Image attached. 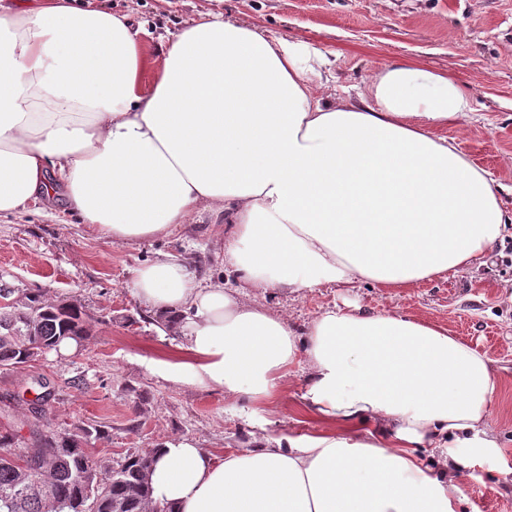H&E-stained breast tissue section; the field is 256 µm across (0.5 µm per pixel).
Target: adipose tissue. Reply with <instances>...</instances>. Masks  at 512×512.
Listing matches in <instances>:
<instances>
[{
  "label": "adipose tissue",
  "mask_w": 512,
  "mask_h": 512,
  "mask_svg": "<svg viewBox=\"0 0 512 512\" xmlns=\"http://www.w3.org/2000/svg\"><path fill=\"white\" fill-rule=\"evenodd\" d=\"M146 65L128 16L74 0L0 5V216L58 187L118 243L223 215L235 286L206 283L172 254L135 273L152 312L189 317L180 353L152 372L270 405L303 366L302 407L329 425L221 459L170 438L149 474L154 501L174 512H463V471L500 452L485 355L447 328L354 304L300 332L241 291L407 288L488 253L512 223L504 187L443 133L474 112L471 94L399 58L366 88L335 89L315 44L208 13L170 40L149 85Z\"/></svg>",
  "instance_id": "adipose-tissue-1"
}]
</instances>
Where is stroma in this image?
Listing matches in <instances>:
<instances>
[{"label": "stroma", "instance_id": "stroma-1", "mask_svg": "<svg viewBox=\"0 0 512 512\" xmlns=\"http://www.w3.org/2000/svg\"><path fill=\"white\" fill-rule=\"evenodd\" d=\"M129 15L144 28L152 82L166 44L202 13L234 15L274 37L310 40L335 54L343 84H366L374 67L401 57L457 77L476 101L463 126L448 136L506 186L512 211V0H82ZM223 217L204 211L178 233L117 243L87 229L62 200L0 216V288L16 303L38 291L71 300L89 316L92 338L70 353L50 351L29 366L0 369V423L28 417L24 397L44 378L53 397L45 430L104 426L88 445L94 457L118 464L132 452L184 436L216 456L288 435L319 434L323 422L304 412L306 371L283 384L280 399L259 406L247 398L173 383L154 375L152 361L178 354L181 323L159 319L135 296L136 271L159 254L182 256L215 284L235 274L221 260ZM246 303L269 308L296 327L322 309L353 302L369 312L394 310L448 327L485 354L497 373L491 426L498 457L467 471L461 490L475 512H512V231L471 265L410 288L329 285L302 294L247 289Z\"/></svg>", "mask_w": 512, "mask_h": 512}]
</instances>
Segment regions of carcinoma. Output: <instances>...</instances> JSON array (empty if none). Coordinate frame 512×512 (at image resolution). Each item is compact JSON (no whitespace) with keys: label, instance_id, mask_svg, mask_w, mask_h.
I'll use <instances>...</instances> for the list:
<instances>
[{"label":"carcinoma","instance_id":"carcinoma-1","mask_svg":"<svg viewBox=\"0 0 512 512\" xmlns=\"http://www.w3.org/2000/svg\"><path fill=\"white\" fill-rule=\"evenodd\" d=\"M90 340L78 303L48 304L33 293L23 306L0 307V368L19 369L64 342ZM103 430L78 427L70 433L32 430L37 450L13 448L18 430L0 431V512H173L155 502L148 483L154 451L130 453L114 467L94 459L85 445Z\"/></svg>","mask_w":512,"mask_h":512}]
</instances>
